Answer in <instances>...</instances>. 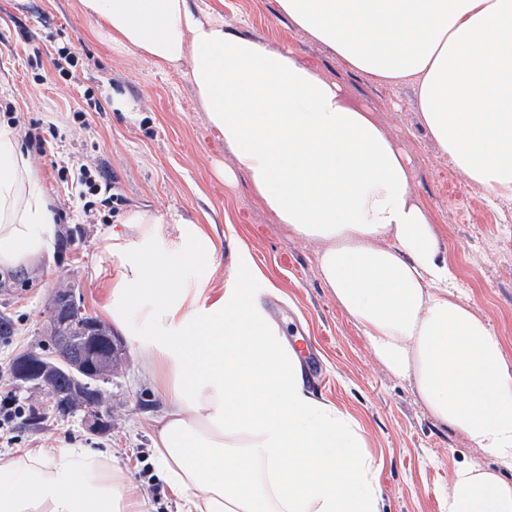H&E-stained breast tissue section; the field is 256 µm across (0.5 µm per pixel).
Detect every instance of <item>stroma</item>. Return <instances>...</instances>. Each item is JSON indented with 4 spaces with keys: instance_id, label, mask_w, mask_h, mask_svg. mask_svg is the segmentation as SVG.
Returning a JSON list of instances; mask_svg holds the SVG:
<instances>
[{
    "instance_id": "1",
    "label": "stroma",
    "mask_w": 512,
    "mask_h": 512,
    "mask_svg": "<svg viewBox=\"0 0 512 512\" xmlns=\"http://www.w3.org/2000/svg\"><path fill=\"white\" fill-rule=\"evenodd\" d=\"M225 29L256 39L335 82L351 101L373 112L414 172V189L429 210L441 251L454 274V292L501 340L512 363V195L488 198L475 189L462 198L464 175L423 124L417 90L355 70L281 13L278 0H224ZM79 0H0L1 126L38 128L37 146L22 140L50 195L57 222L49 263L0 273V314L15 333L0 340V418L13 415L0 438V460L16 449H48L66 440L108 452L137 485L146 512H181V498L156 467L154 421L165 402L154 390L140 352L125 356L105 384L110 431L94 434L81 416L59 417L42 391H20L10 379L13 358L43 343L48 302L60 282L77 284L81 305L99 317L102 290L93 275L102 235L140 211L166 222L161 250L175 249L182 219L208 223L212 235L235 234L270 286L261 301L286 336L307 337L321 362L313 394L335 405L363 430L379 474L383 512H441L455 470L473 466L512 482V465L487 456L431 412L414 378L392 373L338 305L317 266L319 245L290 237L286 225L256 200L224 141L208 126L189 78L190 65L160 67L88 37ZM81 59L68 75L52 64L61 40ZM97 167L123 202L84 215L72 183L80 165ZM39 409V424L28 421Z\"/></svg>"
}]
</instances>
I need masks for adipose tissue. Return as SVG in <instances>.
<instances>
[{"instance_id": "1", "label": "adipose tissue", "mask_w": 512, "mask_h": 512, "mask_svg": "<svg viewBox=\"0 0 512 512\" xmlns=\"http://www.w3.org/2000/svg\"><path fill=\"white\" fill-rule=\"evenodd\" d=\"M355 69L411 83L439 147L489 195L512 193V0H278ZM89 35L161 67L189 61L195 97L237 168L290 235L318 242L320 274L394 374L432 413L512 462V365L450 292L453 273L413 172L370 112L289 52L226 31L189 0H80ZM52 200L0 126V273L50 258ZM140 212L98 258L104 316L143 350L166 408L156 461L182 512H381L355 420L307 388L302 363L256 297L269 282L234 243L231 288L209 296L222 249L201 222L159 251ZM445 512H512V483L463 466ZM0 512H144L102 453L64 443L0 463Z\"/></svg>"}]
</instances>
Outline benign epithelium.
I'll return each mask as SVG.
<instances>
[{
  "instance_id": "benign-epithelium-1",
  "label": "benign epithelium",
  "mask_w": 512,
  "mask_h": 512,
  "mask_svg": "<svg viewBox=\"0 0 512 512\" xmlns=\"http://www.w3.org/2000/svg\"><path fill=\"white\" fill-rule=\"evenodd\" d=\"M46 331L59 336L57 351L45 355L29 351L13 360L12 379L19 389L39 390L67 376L72 389L80 392L94 388V401L84 407L85 422L92 430L106 425L99 407L104 394L97 383L106 378L105 372L116 358H121V341L104 331L97 323L86 319L76 298L75 285L68 282L55 289L49 305Z\"/></svg>"
}]
</instances>
